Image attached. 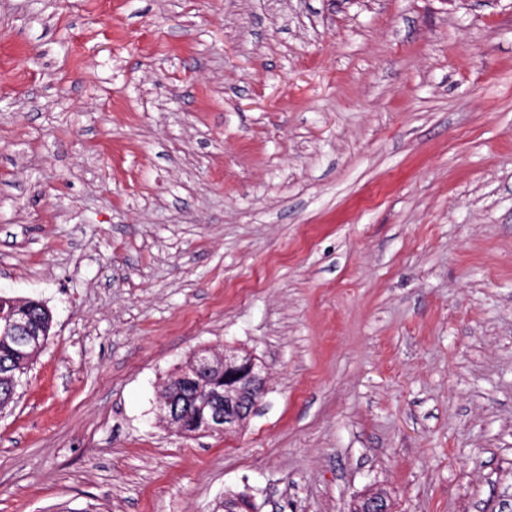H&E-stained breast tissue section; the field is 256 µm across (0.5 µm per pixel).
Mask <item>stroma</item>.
Returning a JSON list of instances; mask_svg holds the SVG:
<instances>
[{"label": "stroma", "instance_id": "35a3bbf8", "mask_svg": "<svg viewBox=\"0 0 512 512\" xmlns=\"http://www.w3.org/2000/svg\"><path fill=\"white\" fill-rule=\"evenodd\" d=\"M1 295L0 512H500L512 0H0ZM227 345L246 426L159 422ZM9 298V297H8ZM0 297L1 299V316L4 317L10 324L12 336L2 335L6 324L0 322V372L2 375H10L15 373L22 375L28 368L31 360V350L26 349L24 346H32L33 349L41 348L45 341H38V336L44 340L48 339L49 332L52 326V316L48 308L38 302L26 301L19 303V311L22 316H19L17 303L14 301ZM2 302H6L8 308L3 312ZM37 322L42 328L30 320ZM20 338L21 342L15 338ZM6 370L4 373L3 371ZM215 373L219 376V382L207 383ZM176 375L177 378L168 383L161 393L159 413L167 426L179 434H188L187 427L178 416V406L182 401L202 398L208 407V416L194 426V434H227L247 423L268 383L266 369L255 356L226 346L224 353L211 350L195 353L191 368ZM179 379L193 391L192 397L180 391ZM171 383H176L173 391L170 389Z\"/></svg>", "mask_w": 512, "mask_h": 512}]
</instances>
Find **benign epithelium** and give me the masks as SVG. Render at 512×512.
<instances>
[{"mask_svg": "<svg viewBox=\"0 0 512 512\" xmlns=\"http://www.w3.org/2000/svg\"><path fill=\"white\" fill-rule=\"evenodd\" d=\"M0 300L8 305L0 316L10 324L12 335L20 338L25 346L42 347L43 342L38 340L43 335L42 328L20 316L17 303L5 297ZM177 378L208 407V416L194 426L198 434H227L241 429L254 413L268 383L266 369L255 356L231 347L224 348L222 353L210 350L195 353L189 371L177 373ZM183 401H190V397L167 385L159 404L160 418L179 434L187 433L178 416V406ZM357 512H389V507L384 495L376 492L363 498Z\"/></svg>", "mask_w": 512, "mask_h": 512, "instance_id": "1", "label": "benign epithelium"}]
</instances>
